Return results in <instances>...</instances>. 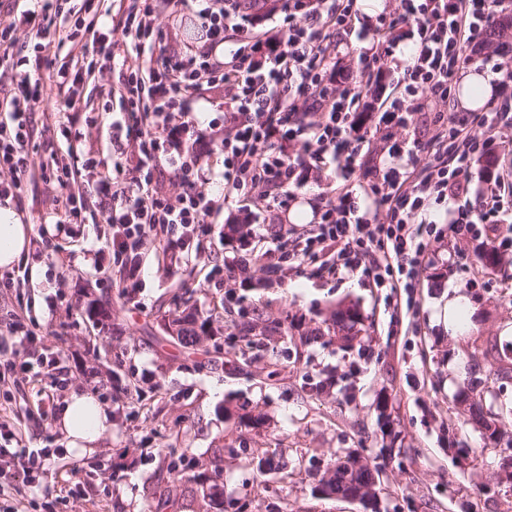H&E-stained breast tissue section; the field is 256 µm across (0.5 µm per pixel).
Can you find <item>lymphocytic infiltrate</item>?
Masks as SVG:
<instances>
[{"mask_svg": "<svg viewBox=\"0 0 512 512\" xmlns=\"http://www.w3.org/2000/svg\"><path fill=\"white\" fill-rule=\"evenodd\" d=\"M18 21L30 34L34 54L25 56L9 32H0V67L10 68L11 97L0 100V196L15 193L27 168L26 149L33 139L29 105L43 95L39 70L54 59L57 95L68 107L80 102V89L95 71L89 50L111 47L114 39L135 50L138 64L116 95L123 111L135 114L127 128L126 149L144 179L126 178L122 164L101 172L97 189L110 205L107 248L120 266L121 296L141 287L140 256L145 230H153L164 249L177 247L175 229L203 228L216 205L198 188L195 171L203 156L192 153L179 163L182 191L164 198L153 185L162 167L161 149L181 150L194 127L193 94L198 88L223 87L234 107L227 116L233 129L224 137V196L247 201L252 190L267 187L266 212L273 234H257L250 252L225 257L210 278L235 281L243 266L260 263L271 274L281 270L278 244L288 227L282 215L292 201L284 188L306 179L311 169L332 159L343 179H350L368 145L366 124L371 85L368 74L391 56L392 41L376 45L361 60L363 79L343 81L328 51L329 41L349 32L356 0H333L326 11L306 0H249L253 15L267 20L261 32L216 56L224 27L240 17L239 0H197L201 34L172 48L155 25L154 0H118L109 19L81 6L73 27H58L57 0H15ZM415 27L414 51L399 66V96L381 100L378 124L401 129L404 138L388 148L382 168L362 192L342 188L335 199L314 209L309 229L296 236L294 255L312 264L332 249L336 260L329 276L359 275L390 294H412L423 272L435 233L431 204L452 203L457 224L473 231L478 224H498L505 209L500 188L489 196L472 194L470 169L484 150V134L502 126L512 114L506 104L489 101L482 112H452L456 75L466 49L481 46L492 20L485 0H399L394 12L377 20L376 33ZM52 175L61 189L60 221L81 219L83 201L75 191L76 173L54 160Z\"/></svg>", "mask_w": 512, "mask_h": 512, "instance_id": "obj_1", "label": "lymphocytic infiltrate"}]
</instances>
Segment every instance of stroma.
<instances>
[{"instance_id":"35a3bbf8","label":"stroma","mask_w":512,"mask_h":512,"mask_svg":"<svg viewBox=\"0 0 512 512\" xmlns=\"http://www.w3.org/2000/svg\"><path fill=\"white\" fill-rule=\"evenodd\" d=\"M114 53L116 62L84 85L76 118L92 127L79 154L116 160L112 124L130 118L108 91L136 61L126 47ZM52 72L41 70L31 171L12 199L31 227L29 247L13 287L0 288V326L16 315L25 325L15 362L54 363L36 374L0 365V421L46 454L34 487L17 477L11 456H0V482L10 483L0 512H158L167 496L174 512H214L212 499L224 512H363L317 492L349 456L380 466V512H512V421L506 440L486 443L454 400L469 388L464 350L475 337L497 339L492 356H473L479 377L512 365V222L459 235L446 207H433L439 238L409 306L359 277L338 280L292 260L278 280L251 265L248 287H219L207 272L253 241L233 230L239 213L223 201L216 150L198 183L221 203L208 234L176 252L146 241L142 288L122 297L101 269L110 228L95 173L81 179L84 223L68 234L52 230L56 188L40 167L64 155L52 129L69 118ZM341 182L335 165L311 172L290 188L295 207L335 197ZM490 238L501 244L500 261L487 269L477 256ZM57 247L71 252L68 269L47 260ZM454 294L470 303L458 334L446 316ZM344 308L354 314L345 337L334 331ZM189 315L210 329L192 349L163 329ZM75 389L112 415L90 454L70 451L60 432V408ZM176 452L186 468L207 465L192 489L168 468Z\"/></svg>"}]
</instances>
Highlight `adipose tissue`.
<instances>
[{
  "label": "adipose tissue",
  "instance_id": "obj_1",
  "mask_svg": "<svg viewBox=\"0 0 512 512\" xmlns=\"http://www.w3.org/2000/svg\"><path fill=\"white\" fill-rule=\"evenodd\" d=\"M495 76L474 68L461 72L458 101L461 108L475 110L496 92ZM30 225L21 223L11 204H0V267H10L29 246ZM112 426L105 407L90 393L71 392L62 411L61 430L70 448L92 452Z\"/></svg>",
  "mask_w": 512,
  "mask_h": 512
}]
</instances>
